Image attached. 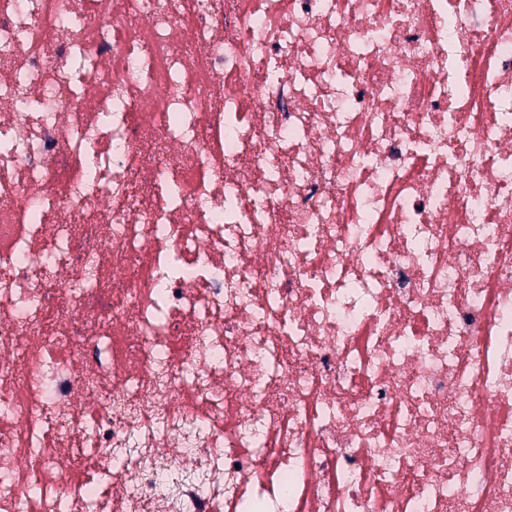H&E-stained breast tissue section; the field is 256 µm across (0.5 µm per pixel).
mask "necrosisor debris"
<instances>
[{"instance_id":"necrosis-or-debris-1","label":"necrosis or debris","mask_w":512,"mask_h":512,"mask_svg":"<svg viewBox=\"0 0 512 512\" xmlns=\"http://www.w3.org/2000/svg\"><path fill=\"white\" fill-rule=\"evenodd\" d=\"M0 512H512V0H0Z\"/></svg>"}]
</instances>
